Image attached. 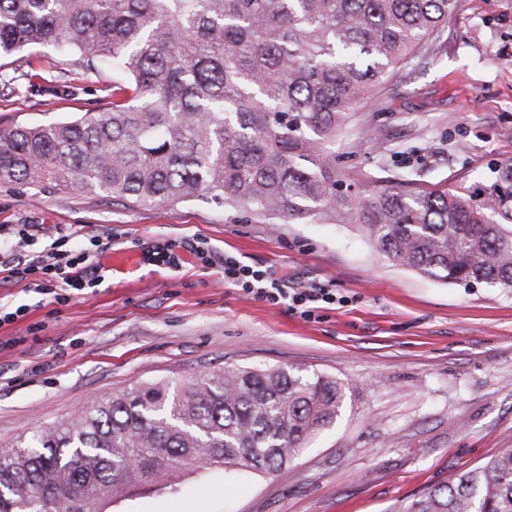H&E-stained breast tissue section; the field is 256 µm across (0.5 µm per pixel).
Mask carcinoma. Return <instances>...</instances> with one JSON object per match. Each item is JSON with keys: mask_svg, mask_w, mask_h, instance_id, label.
I'll list each match as a JSON object with an SVG mask.
<instances>
[{"mask_svg": "<svg viewBox=\"0 0 512 512\" xmlns=\"http://www.w3.org/2000/svg\"><path fill=\"white\" fill-rule=\"evenodd\" d=\"M458 0H0V59L53 47L118 74L107 104L0 128V181L134 203L206 201L290 223L350 224L395 264L512 291V158L431 190L345 183L328 145L362 95L451 20ZM349 384L223 369L96 398L0 453V512H104L199 470L274 472L339 415ZM405 512H512V449Z\"/></svg>", "mask_w": 512, "mask_h": 512, "instance_id": "obj_1", "label": "carcinoma"}]
</instances>
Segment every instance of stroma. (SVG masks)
<instances>
[{"mask_svg": "<svg viewBox=\"0 0 512 512\" xmlns=\"http://www.w3.org/2000/svg\"><path fill=\"white\" fill-rule=\"evenodd\" d=\"M51 92L21 97L0 65V127L101 107L111 68L33 49ZM347 179L446 188L485 181L512 158V0H460L431 49L359 104L329 147ZM24 227L32 255L60 234L97 254L96 287L58 303L51 281L0 277V446L98 397L225 368L282 366L349 384L340 418L273 473L203 472L112 512H403L423 488L512 449V292L467 288L395 265L346 224H289L215 203L139 205L101 192L0 182V225ZM198 238L293 288L335 289L304 318L225 284L187 253L179 269L154 244Z\"/></svg>", "mask_w": 512, "mask_h": 512, "instance_id": "35a3bbf8", "label": "stroma"}]
</instances>
